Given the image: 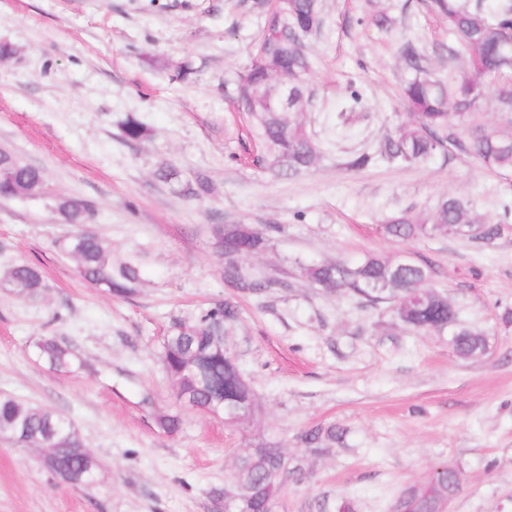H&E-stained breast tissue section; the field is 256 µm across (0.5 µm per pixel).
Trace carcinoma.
<instances>
[{
    "label": "carcinoma",
    "mask_w": 512,
    "mask_h": 512,
    "mask_svg": "<svg viewBox=\"0 0 512 512\" xmlns=\"http://www.w3.org/2000/svg\"><path fill=\"white\" fill-rule=\"evenodd\" d=\"M432 8L446 21L453 56L465 58V66L449 84L429 75L425 55L414 45L403 50L405 66L414 72L403 89V99L416 123L399 128L385 143L391 159L424 161L448 144V125L454 121L469 125V151L486 168L512 170V0H496L492 12L484 0H431ZM323 25L319 0H276L267 16L263 36L249 63L238 74V108L247 113L256 136L267 146V170L274 176L310 168L319 154L316 142L302 124L288 114L306 111L310 95L307 77L312 60L307 36ZM288 81L292 94L288 107L271 103L276 96L277 77ZM498 82L496 109L504 114V125L487 128L475 122L482 111L492 82ZM209 179L199 174L180 184V193L196 199L211 194ZM52 200L53 210L67 224L79 227L60 250L77 264L80 276L97 288L124 294L140 280V269L132 258L116 259L112 246L80 226L87 223L89 207L64 194L53 192L42 169L25 163L5 151L0 154V198L37 201ZM473 206L457 197L441 199L428 223H419L404 213L388 219L385 235L414 239L435 233L453 235L477 224ZM267 239L245 224H225L217 229L216 248L224 255L225 269L237 276L240 287L260 294L270 284L238 274L236 262L245 255L262 251ZM304 275L311 282L335 289L372 305L382 302L404 306L400 321L422 333L440 332L456 322L448 299L422 287L427 270L413 262L399 264L367 255L357 264L344 262L310 265ZM4 280L18 296L36 299L46 288L41 270L24 261L10 266ZM238 306L232 300L218 303L192 320L176 319L163 341V365L176 387V398L188 409L211 412L225 402L234 404L244 396L239 384L240 370L224 350V326L236 321ZM485 333L460 328L452 340L456 356L468 359L486 352ZM39 357L58 371L73 363L69 348L51 337L37 343ZM0 437L25 448H52L43 460L51 472L73 484L93 481L97 460L85 448L74 426L54 410L0 394ZM343 431L332 424L307 430L300 442L312 453L326 451L323 444L341 442ZM305 478L298 464L289 466L288 457L276 442L250 448L238 459L231 476L238 497L237 512H270L286 479ZM461 484L459 472L446 466L435 470L430 482L411 486L402 493L396 509L406 512H438L442 503Z\"/></svg>",
    "instance_id": "1"
}]
</instances>
